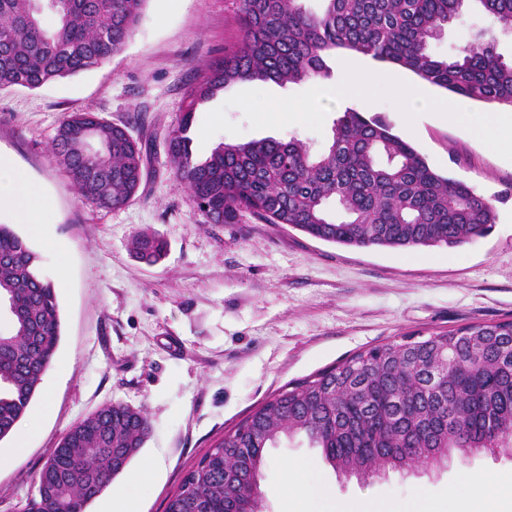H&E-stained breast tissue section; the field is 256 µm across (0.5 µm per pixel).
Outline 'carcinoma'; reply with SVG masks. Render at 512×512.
Listing matches in <instances>:
<instances>
[{"instance_id": "cac0c4a2", "label": "carcinoma", "mask_w": 512, "mask_h": 512, "mask_svg": "<svg viewBox=\"0 0 512 512\" xmlns=\"http://www.w3.org/2000/svg\"><path fill=\"white\" fill-rule=\"evenodd\" d=\"M148 0H0V91L37 89L96 68L120 51ZM320 13L302 0H240L243 35L191 90L166 152L175 176L210 224H239L248 213L346 246L405 248L461 245L486 234L495 209L467 184L434 171L417 150L377 117L347 107L326 147L299 139L221 143L203 161L190 137L196 105L231 82L279 85L329 79V59L350 50L399 65L453 94L512 106V60L496 49L494 29L512 34V0H476L490 26L446 57L431 43L464 22V0H324ZM56 18L53 29L42 15ZM81 200L125 206L144 177L139 142L127 127L93 112L66 116L50 143ZM132 250L159 261L166 243L153 233ZM0 440L9 437L38 391L59 345L56 288L38 272V256L0 224ZM511 322L472 325L420 338L413 349L392 342L282 388L257 406L187 473L166 512H225L261 473L265 449L281 436H305L344 473L414 471L434 453L466 458L481 448L512 450V352L498 347ZM445 370L441 406L430 401L421 369ZM409 414L385 423L389 399ZM145 414L121 403L73 425L39 473L38 498L26 512H86L127 469L148 437Z\"/></svg>"}]
</instances>
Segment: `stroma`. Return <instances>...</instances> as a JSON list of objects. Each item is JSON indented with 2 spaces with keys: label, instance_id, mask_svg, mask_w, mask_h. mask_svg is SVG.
Segmentation results:
<instances>
[{
  "label": "stroma",
  "instance_id": "35a3bbf8",
  "mask_svg": "<svg viewBox=\"0 0 512 512\" xmlns=\"http://www.w3.org/2000/svg\"><path fill=\"white\" fill-rule=\"evenodd\" d=\"M242 37L239 0H148L123 49L103 65L37 89L0 91V150L53 199L40 236L0 212L38 255L60 305L55 358L20 424L22 455L0 462V512H24L38 496L50 450L93 411L122 403L143 410L151 433L106 495L164 512L187 471L225 432L281 387L338 366L357 353L406 336L512 320V156L494 154L452 120L427 111L406 121L395 83H418L389 63L375 82L372 115L409 142L430 167L491 201V230L448 248H360L328 243L285 225L244 216L210 224L171 171L165 139L201 73ZM310 82L233 83L195 112L193 156L222 142L292 137L321 150L346 99L311 100ZM310 104L302 118L279 100ZM93 112L126 125L143 151L146 175L123 208L80 202L69 173L47 152L62 118ZM157 233L168 244L154 265L130 241ZM263 512H337L349 503L398 507L419 490L446 512L449 488L468 491L477 475L485 498L472 512H512L494 495L512 480V457L480 453L446 467L386 477H345L303 438L266 451ZM143 479H134L137 471ZM326 484L334 499L309 489Z\"/></svg>",
  "mask_w": 512,
  "mask_h": 512
}]
</instances>
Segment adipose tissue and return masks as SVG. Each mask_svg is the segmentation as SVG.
Segmentation results:
<instances>
[{
	"instance_id": "1",
	"label": "adipose tissue",
	"mask_w": 512,
	"mask_h": 512,
	"mask_svg": "<svg viewBox=\"0 0 512 512\" xmlns=\"http://www.w3.org/2000/svg\"><path fill=\"white\" fill-rule=\"evenodd\" d=\"M51 205V198L30 179L15 158L0 151V209L11 211L19 222L36 231L42 213Z\"/></svg>"
}]
</instances>
